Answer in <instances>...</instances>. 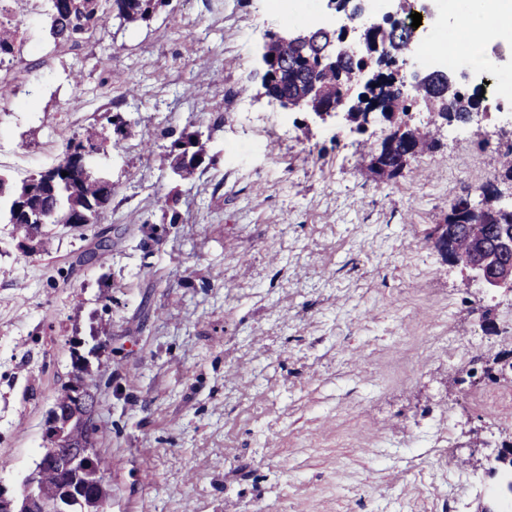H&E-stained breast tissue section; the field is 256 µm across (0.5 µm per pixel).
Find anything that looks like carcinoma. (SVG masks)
I'll list each match as a JSON object with an SVG mask.
<instances>
[{
    "label": "carcinoma",
    "mask_w": 512,
    "mask_h": 512,
    "mask_svg": "<svg viewBox=\"0 0 512 512\" xmlns=\"http://www.w3.org/2000/svg\"><path fill=\"white\" fill-rule=\"evenodd\" d=\"M50 34L58 43L77 46L89 38L95 31L104 27L110 15L102 10L101 0H49ZM165 0H112L115 17L124 22L146 21ZM395 35L389 41L388 52L402 58L415 45L413 31L404 23L392 28ZM18 26L11 20L0 21V73L8 78L10 64L20 54L21 40L18 38ZM275 51L281 57L284 66L280 74L265 75L263 85L273 97L298 95L309 84L316 82L327 98L336 97V81L343 76L347 81L355 72L366 65L380 67L388 60L379 56L366 57L360 62L347 60L337 66L320 63L314 43L277 46ZM429 101L433 112L444 113L448 121H464L467 113L476 109L477 93L469 94L457 85L433 86L431 88H409L396 86L388 95L392 112L405 113L410 102L416 98ZM98 132L91 128L79 141L67 143L63 156L58 163L37 175L15 181L0 172V215L7 218L24 236L32 238L42 233L48 224L79 227L83 224H96L102 220L112 201V184L93 174L85 166L81 151L94 146ZM414 144L419 146L418 154L433 150L434 133L428 128H415L410 131ZM407 150L402 140L387 136L381 149L370 148L369 169L376 180L387 183L400 173L397 160ZM206 155V142L202 132L193 130L184 132L171 145L169 153L172 175L179 181L192 179ZM67 176H62V173ZM26 203L28 211L42 222L30 223L16 219V207ZM512 210L488 213L485 223L477 225L481 237L488 243L494 239L497 224H511ZM72 370L69 379L80 380L91 376L85 358L72 351ZM62 414L73 412L77 408L76 393L70 383L62 384L55 399ZM55 444L46 439L40 450L36 467L40 474L42 494L60 506V512H105L110 499V489L105 482V474L110 463L97 447L91 448L87 464L81 468L68 466L64 457L54 451Z\"/></svg>",
    "instance_id": "1"
}]
</instances>
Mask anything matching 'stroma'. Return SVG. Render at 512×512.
Returning a JSON list of instances; mask_svg holds the SVG:
<instances>
[{
	"label": "stroma",
	"instance_id": "35a3bbf8",
	"mask_svg": "<svg viewBox=\"0 0 512 512\" xmlns=\"http://www.w3.org/2000/svg\"><path fill=\"white\" fill-rule=\"evenodd\" d=\"M12 9L23 50L0 170L43 171L94 126L87 165L112 202L33 249L0 220V486L33 469L76 339L92 350L108 512H443L455 478H488L471 445L487 456L512 437V379L489 382L487 403L464 378L473 356L512 352L476 316L503 323L512 295L471 284L427 236L478 196L511 120L452 140L416 102L408 122L436 126L438 147L380 184L363 147L388 123L309 125L262 86L267 34L314 27L323 0L295 16L280 0H170L76 47L55 43L46 6ZM116 118L152 149L117 139ZM185 130L207 156L180 183L167 153ZM103 229L111 251L79 264Z\"/></svg>",
	"mask_w": 512,
	"mask_h": 512
}]
</instances>
